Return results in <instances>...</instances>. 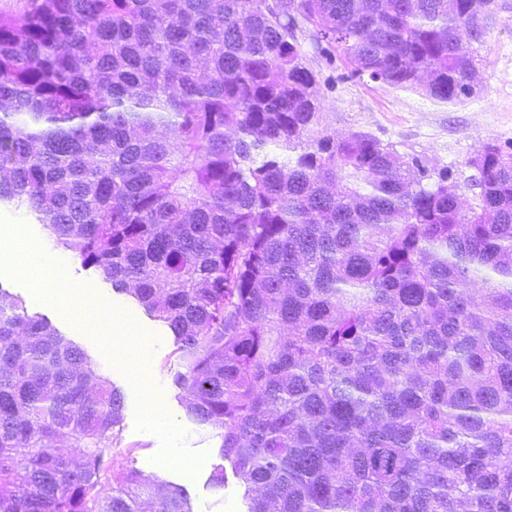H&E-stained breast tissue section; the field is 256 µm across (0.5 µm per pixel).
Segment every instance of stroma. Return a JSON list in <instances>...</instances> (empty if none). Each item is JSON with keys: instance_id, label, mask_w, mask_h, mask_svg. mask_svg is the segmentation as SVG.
I'll list each match as a JSON object with an SVG mask.
<instances>
[{"instance_id": "obj_1", "label": "stroma", "mask_w": 512, "mask_h": 512, "mask_svg": "<svg viewBox=\"0 0 512 512\" xmlns=\"http://www.w3.org/2000/svg\"><path fill=\"white\" fill-rule=\"evenodd\" d=\"M295 35L316 74L322 125L328 131L369 133L394 145L406 158L418 159L428 174L446 169L460 179L468 176L466 161L481 143L512 144V10L501 11L484 41L474 47L480 66L471 96L452 103L354 75L343 56L317 42L310 26L300 25ZM0 285L22 300L29 312L48 317L64 338L85 348L95 367L123 391V443L111 463L113 475L133 467L148 478L182 485L189 492L193 512H244L242 489L232 468L225 467L222 491L209 484L211 471L223 462L221 440L215 429L196 424L185 413L181 393L172 384L180 365L175 356L176 339L167 327L123 295L113 292L106 298L108 304L128 314L147 338L153 351L148 379L167 412L183 428L186 448L204 457L193 475L158 462L159 437L136 427L140 402L133 385L82 321L67 319L56 306L37 299L27 286L9 276H0Z\"/></svg>"}]
</instances>
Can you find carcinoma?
<instances>
[{
  "label": "carcinoma",
  "instance_id": "carcinoma-1",
  "mask_svg": "<svg viewBox=\"0 0 512 512\" xmlns=\"http://www.w3.org/2000/svg\"><path fill=\"white\" fill-rule=\"evenodd\" d=\"M503 0H29L0 204L170 329L246 512H512V145L466 184L321 128L310 25L453 102ZM123 392L0 287V512H192L112 479Z\"/></svg>",
  "mask_w": 512,
  "mask_h": 512
}]
</instances>
